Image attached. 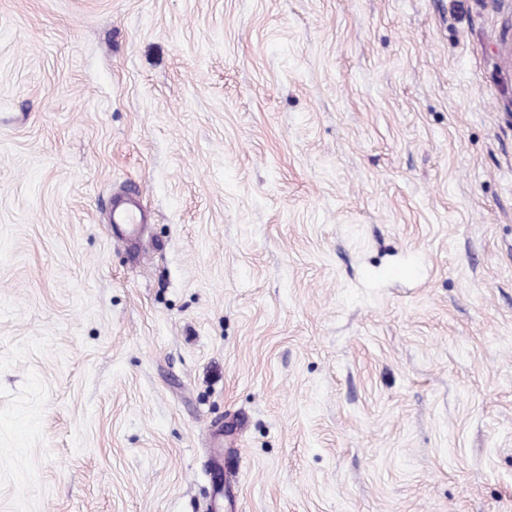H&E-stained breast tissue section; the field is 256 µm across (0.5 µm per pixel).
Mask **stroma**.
<instances>
[{
    "instance_id": "obj_1",
    "label": "stroma",
    "mask_w": 512,
    "mask_h": 512,
    "mask_svg": "<svg viewBox=\"0 0 512 512\" xmlns=\"http://www.w3.org/2000/svg\"><path fill=\"white\" fill-rule=\"evenodd\" d=\"M0 512H512V0H0ZM112 214V230L119 239L136 237L145 222L144 214L135 202L125 206L115 205Z\"/></svg>"
}]
</instances>
